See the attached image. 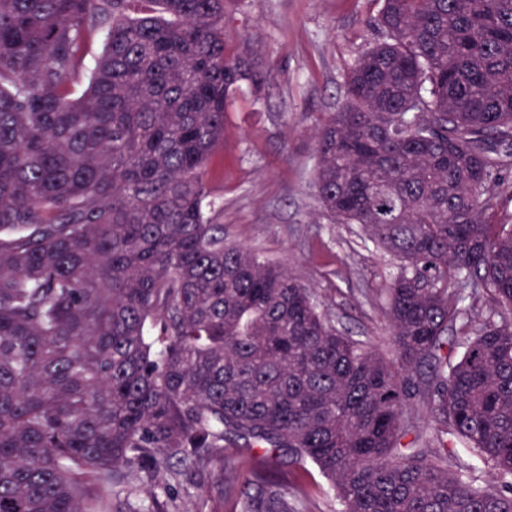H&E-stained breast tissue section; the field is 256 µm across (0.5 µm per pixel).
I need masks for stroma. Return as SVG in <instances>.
Listing matches in <instances>:
<instances>
[{
	"label": "stroma",
	"mask_w": 512,
	"mask_h": 512,
	"mask_svg": "<svg viewBox=\"0 0 512 512\" xmlns=\"http://www.w3.org/2000/svg\"><path fill=\"white\" fill-rule=\"evenodd\" d=\"M382 0H226L228 55L244 48L271 71L268 89L242 87L224 116V143L207 172L225 239L285 264L315 289L337 329L387 353V292L399 271L358 225L330 224L312 188L313 134L344 103L343 72L377 41ZM294 512H340L312 462L269 471Z\"/></svg>",
	"instance_id": "35a3bbf8"
}]
</instances>
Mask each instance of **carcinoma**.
<instances>
[{
    "label": "carcinoma",
    "mask_w": 512,
    "mask_h": 512,
    "mask_svg": "<svg viewBox=\"0 0 512 512\" xmlns=\"http://www.w3.org/2000/svg\"><path fill=\"white\" fill-rule=\"evenodd\" d=\"M316 133L333 224L400 260L389 359L203 208L224 113L268 73L224 0H0V512H294L284 452L343 512H512V0H383ZM485 294L489 316L460 289ZM474 328L448 353L463 316ZM430 406L433 454L408 409ZM496 482L448 468V437ZM247 491L251 494L255 493V488L251 484L243 482L238 492L234 495H226L224 493V501L218 502L209 497H202L198 500V506L201 512H240V492Z\"/></svg>",
    "instance_id": "cac0c4a2"
}]
</instances>
